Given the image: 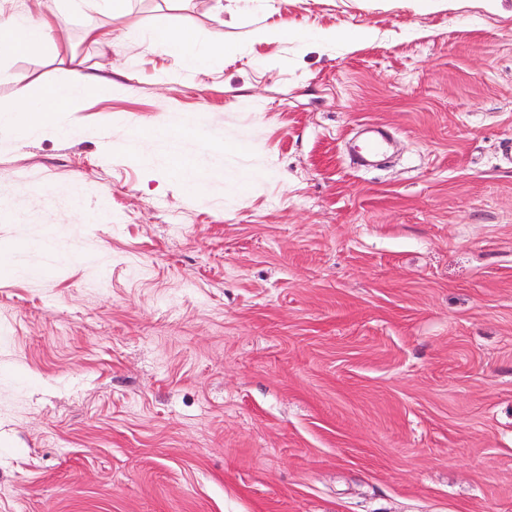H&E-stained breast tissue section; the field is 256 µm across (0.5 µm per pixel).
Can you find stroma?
I'll use <instances>...</instances> for the list:
<instances>
[{
    "mask_svg": "<svg viewBox=\"0 0 512 512\" xmlns=\"http://www.w3.org/2000/svg\"><path fill=\"white\" fill-rule=\"evenodd\" d=\"M76 60L111 97L0 129V512H512V0L90 7L0 104ZM149 50H158L179 61L180 70L195 72L207 65L233 56L237 52L235 44L209 43L198 47V41L192 30L159 25L153 29L146 40Z\"/></svg>",
    "mask_w": 512,
    "mask_h": 512,
    "instance_id": "stroma-1",
    "label": "stroma"
}]
</instances>
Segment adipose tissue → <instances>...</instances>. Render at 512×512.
<instances>
[{
	"instance_id": "adipose-tissue-1",
	"label": "adipose tissue",
	"mask_w": 512,
	"mask_h": 512,
	"mask_svg": "<svg viewBox=\"0 0 512 512\" xmlns=\"http://www.w3.org/2000/svg\"><path fill=\"white\" fill-rule=\"evenodd\" d=\"M91 0H51L49 11L24 15L0 13V61L38 52L54 44L59 31L75 18ZM148 49L158 50L176 58L181 70L195 72L207 65L235 55L237 47L231 43L199 45L192 30L159 25L146 40ZM112 92L109 79L85 73L74 68L68 79L40 87L31 92L29 87L17 91L18 104L0 110V126L16 132L26 131L34 125L49 130L60 128V114L78 111L92 95Z\"/></svg>"
}]
</instances>
